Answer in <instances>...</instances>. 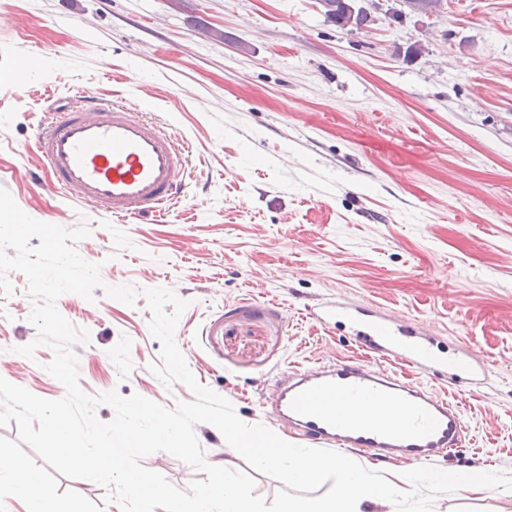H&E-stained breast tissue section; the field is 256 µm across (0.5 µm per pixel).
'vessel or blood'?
Wrapping results in <instances>:
<instances>
[{
  "label": "vessel or blood",
  "mask_w": 512,
  "mask_h": 512,
  "mask_svg": "<svg viewBox=\"0 0 512 512\" xmlns=\"http://www.w3.org/2000/svg\"><path fill=\"white\" fill-rule=\"evenodd\" d=\"M27 83L16 68L0 69V87L24 100ZM34 144L44 157L46 185L103 206L130 220L157 212L179 199L186 187L184 148L157 123L119 104L97 100L60 102L50 121L38 124ZM377 350L397 353L438 375L448 363L414 332L386 318L369 321ZM388 404L402 420L379 425L372 414ZM276 419L304 440L359 452H384L417 463L434 460L461 443L458 406L372 366L339 361L323 370L284 372L270 399Z\"/></svg>",
  "instance_id": "b4317fda"
}]
</instances>
